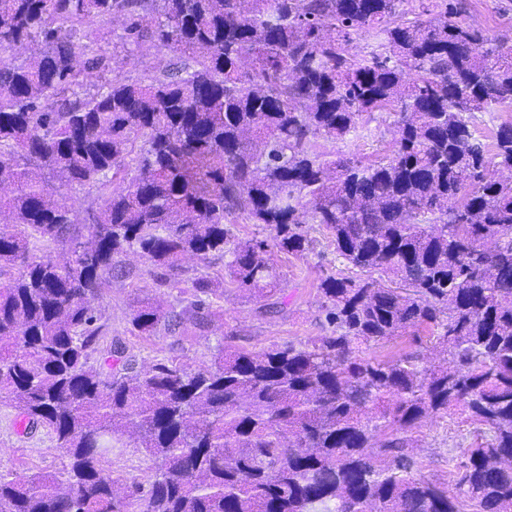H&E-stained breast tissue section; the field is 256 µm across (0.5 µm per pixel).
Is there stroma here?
Wrapping results in <instances>:
<instances>
[{
	"instance_id": "35a3bbf8",
	"label": "stroma",
	"mask_w": 512,
	"mask_h": 512,
	"mask_svg": "<svg viewBox=\"0 0 512 512\" xmlns=\"http://www.w3.org/2000/svg\"><path fill=\"white\" fill-rule=\"evenodd\" d=\"M465 22L478 27L491 38L512 37V0H464ZM88 36L98 40L112 55V66L122 75L139 78L167 70L177 56L174 52L153 48L135 50L123 42L122 25L95 24L87 27ZM318 151L329 159H376L388 155L393 147V129L381 119L363 118L355 135L339 143L316 139ZM315 241L314 250L305 258L285 252L274 253V260L285 274L286 306L278 313L259 312L254 302L242 299L232 284H225L223 299L215 303L216 313L205 327L185 322L175 332L159 330L143 339L132 333L131 319L143 298L170 306L179 292L159 288L152 267L139 253L128 252L107 278L95 307L101 317L102 347H122L126 356L146 369L160 360L192 366L210 362L218 345L231 344L258 351L273 345L314 341L329 335L322 299L317 290L321 278L345 273L346 267L331 247L325 231L308 225ZM416 477L449 488L454 474L464 462V450L475 440L473 425L460 412L421 419L413 428ZM104 460L120 483L146 482L155 462L144 449L125 437H116L104 449ZM67 460L56 448L46 429L22 433L15 410L0 405V475L7 477L34 473H56Z\"/></svg>"
}]
</instances>
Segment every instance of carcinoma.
I'll list each match as a JSON object with an SVG mask.
<instances>
[{"label":"carcinoma","mask_w":512,"mask_h":512,"mask_svg":"<svg viewBox=\"0 0 512 512\" xmlns=\"http://www.w3.org/2000/svg\"><path fill=\"white\" fill-rule=\"evenodd\" d=\"M405 0H0V404L48 429L54 475L0 477V512H512V125L493 151L477 120L512 108V38L460 20V0L404 18ZM439 8L433 12V8ZM122 15L125 43L179 54L161 76H106L85 28ZM377 50L353 57L352 35ZM104 78L87 90L85 71ZM392 119L394 150L330 160L363 116ZM100 204L77 224L61 186ZM264 224L242 241L227 225ZM326 231L354 271L320 281L331 333L195 368L91 360L105 274L137 249L160 288L132 332L199 325L224 292L180 262L229 256L224 277L283 309L275 250L304 257ZM431 327L450 359L361 353ZM457 409L477 425L456 494L415 477L408 433ZM128 436L155 460L118 491L102 459Z\"/></svg>","instance_id":"carcinoma-1"}]
</instances>
